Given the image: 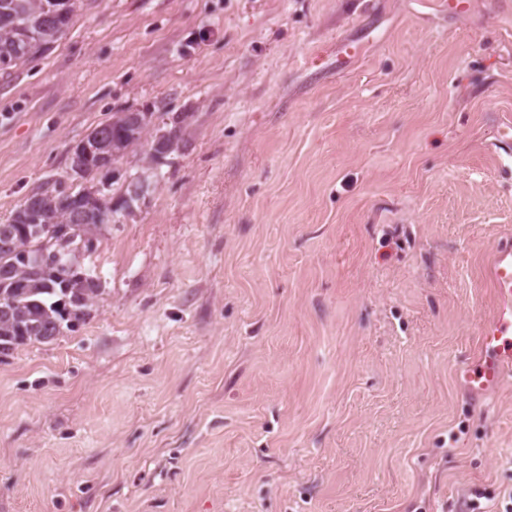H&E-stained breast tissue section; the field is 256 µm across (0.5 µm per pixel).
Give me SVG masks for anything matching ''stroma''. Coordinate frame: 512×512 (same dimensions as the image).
Returning <instances> with one entry per match:
<instances>
[{"label":"stroma","instance_id":"obj_1","mask_svg":"<svg viewBox=\"0 0 512 512\" xmlns=\"http://www.w3.org/2000/svg\"><path fill=\"white\" fill-rule=\"evenodd\" d=\"M84 0L0 77V223L126 193L86 323L0 357V512H506L512 0ZM182 147L79 177L115 112ZM79 146V149H78ZM78 149V150H77ZM79 152H83L88 167H92L94 169L104 170L108 169L112 166V171L116 170L114 167L115 162L112 161V164L110 162V159L107 155L102 154L98 151H96L95 147H91L87 142L81 143L80 145H77L74 149L72 148L70 153V170L74 172L75 174H84L86 167H81V169H76L81 166L83 163L82 154H79ZM77 172V173H76ZM492 279L499 302L481 331L482 358L462 373L465 385L475 391L497 386L512 370V245L509 242L495 252Z\"/></svg>","mask_w":512,"mask_h":512}]
</instances>
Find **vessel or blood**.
<instances>
[{"instance_id":"vessel-or-blood-1","label":"vessel or blood","mask_w":512,"mask_h":512,"mask_svg":"<svg viewBox=\"0 0 512 512\" xmlns=\"http://www.w3.org/2000/svg\"><path fill=\"white\" fill-rule=\"evenodd\" d=\"M492 279L498 306L481 331L482 357L462 373L466 386L482 391L497 386L512 371V245L505 243L494 255Z\"/></svg>"}]
</instances>
